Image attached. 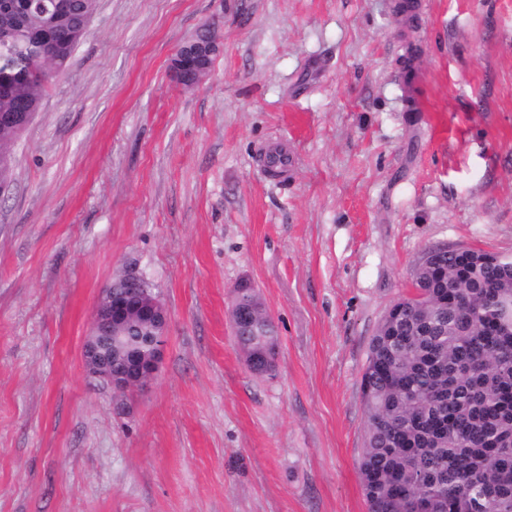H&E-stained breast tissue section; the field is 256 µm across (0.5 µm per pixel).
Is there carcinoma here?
<instances>
[{"label": "carcinoma", "instance_id": "1", "mask_svg": "<svg viewBox=\"0 0 512 512\" xmlns=\"http://www.w3.org/2000/svg\"><path fill=\"white\" fill-rule=\"evenodd\" d=\"M0 0V114L39 109L43 71H62L98 0ZM0 122V157L20 137ZM362 376L367 422L358 470L367 512H512V259L455 250L414 269ZM277 330L236 337L256 374L273 368Z\"/></svg>", "mask_w": 512, "mask_h": 512}]
</instances>
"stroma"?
I'll return each instance as SVG.
<instances>
[{
  "label": "stroma",
  "mask_w": 512,
  "mask_h": 512,
  "mask_svg": "<svg viewBox=\"0 0 512 512\" xmlns=\"http://www.w3.org/2000/svg\"><path fill=\"white\" fill-rule=\"evenodd\" d=\"M441 246L512 258V0H98L0 196V512H366L369 346ZM129 269L168 329L117 397L84 345ZM189 52L185 50L184 46H179L170 59L169 71L178 80H185L192 87H197L209 75L217 48L215 43L209 40V44L199 43ZM176 72L180 77L176 75ZM237 288H241L234 293L233 303L237 304L230 312V320L238 347L243 353L247 363L253 357L257 358L258 365L251 370L256 374H266L273 368L274 350L277 343V330L273 320H261L260 303L254 291L242 288H255L251 283L244 281ZM242 305V306H238ZM251 305L255 308L259 321L254 331H243L241 336H236V332L245 324L253 326L256 323V316L252 309L244 307Z\"/></svg>",
  "instance_id": "1"
}]
</instances>
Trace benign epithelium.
I'll return each mask as SVG.
<instances>
[{
	"label": "benign epithelium",
	"mask_w": 512,
	"mask_h": 512,
	"mask_svg": "<svg viewBox=\"0 0 512 512\" xmlns=\"http://www.w3.org/2000/svg\"><path fill=\"white\" fill-rule=\"evenodd\" d=\"M217 48L214 42L199 43L192 51L178 47L169 62V71L177 73L187 84L197 87L209 75ZM116 281L124 291L116 288L102 290L94 312L93 328L84 346V362L88 370L109 385L117 394L141 387L157 373L161 361V352L166 336L167 318L160 298L152 291L150 283L140 274L128 270L118 276ZM155 321L151 328V339L139 353L125 361L124 366L116 369L112 364L101 360L99 348L104 339L105 329L119 330L127 325ZM233 331L237 332L246 324L254 325L256 316L252 309L235 306L230 312Z\"/></svg>",
	"instance_id": "benign-epithelium-1"
}]
</instances>
